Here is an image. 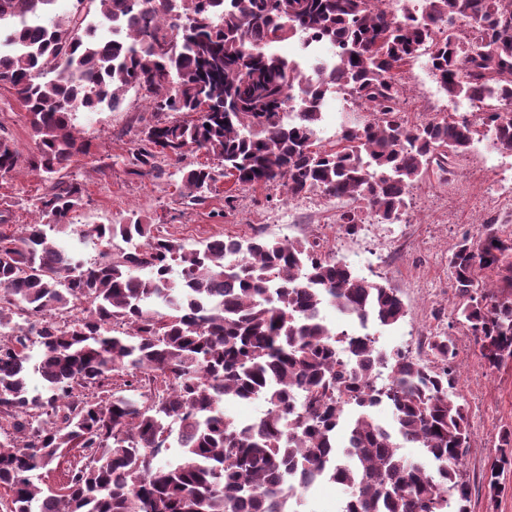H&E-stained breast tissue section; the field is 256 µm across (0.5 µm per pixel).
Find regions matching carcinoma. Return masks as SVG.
Here are the masks:
<instances>
[{
	"label": "carcinoma",
	"mask_w": 512,
	"mask_h": 512,
	"mask_svg": "<svg viewBox=\"0 0 512 512\" xmlns=\"http://www.w3.org/2000/svg\"><path fill=\"white\" fill-rule=\"evenodd\" d=\"M52 2L0 0V86L27 112L29 166L52 177L32 203L39 220L0 234V512H288L289 497L327 477L349 489L343 512H468L455 338H429L432 370L322 317L328 304L395 325L406 314L397 289L315 241L257 231L188 249L134 217L80 230L98 246L90 262L56 241L83 200L81 184L57 174L88 152L77 114L115 109L134 88L166 119L141 131L130 173L159 178L165 160L192 151L221 162L220 174L182 172L187 203L220 175L236 187L278 182L293 198L318 191L345 204L349 235L365 211L394 223L414 184L448 171L480 126L512 153V0H424L400 18L379 0H77L65 17L26 25ZM85 3L120 37L99 38ZM457 17L476 34L459 33ZM293 40L330 46L333 61L306 76L277 50ZM424 47L448 97L486 106L482 125L405 118L400 73ZM333 94L373 119L316 150ZM21 163L0 139V177ZM448 265L456 323L498 370L512 361V238L486 223ZM381 369L385 386L372 380ZM254 399L266 405L258 420L224 416V401ZM383 403L391 428L372 417ZM403 443L426 463L405 459ZM171 448L180 456L160 462ZM65 462L61 484L32 480Z\"/></svg>",
	"instance_id": "carcinoma-1"
}]
</instances>
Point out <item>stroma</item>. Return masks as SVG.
Wrapping results in <instances>:
<instances>
[{"label": "stroma", "mask_w": 512, "mask_h": 512, "mask_svg": "<svg viewBox=\"0 0 512 512\" xmlns=\"http://www.w3.org/2000/svg\"><path fill=\"white\" fill-rule=\"evenodd\" d=\"M401 77L410 90V123L455 111V102L434 81L425 57L406 65ZM322 112L318 145L323 149L335 144L342 126L367 118L352 111L350 102L338 94L326 100ZM154 121L141 93L133 89L117 110L79 113L77 125L88 152L75 157L69 167L84 187L83 205L71 215L74 226L123 224L136 214L143 223L163 225L190 249L215 238L248 237L260 229L273 239L319 241L328 251L345 255L359 277L390 283L399 291L406 316L396 325L376 327L378 348L405 350L412 337L445 330L453 334L458 343L456 394L470 413L471 441L463 468L471 489L470 512H512V469L502 475L498 495L489 496L485 489V475L500 454L499 432L512 427V362L487 369L472 337L454 324L458 299L448 267L461 236L475 234L480 224L495 219L494 185L504 176L512 180V153L497 151L486 137L474 142L447 172L429 174L413 186L399 222L365 225L349 236L336 222L340 203L316 192L293 199L278 184L242 187L229 200L222 179L204 203L187 205L179 171L209 163L201 152L168 161L164 178L128 175L138 135ZM0 137L12 140L22 155L34 149L27 114L14 90L5 86L0 87ZM48 185L45 173L29 168L0 178V231L15 234L33 222L30 202Z\"/></svg>", "instance_id": "stroma-1"}]
</instances>
